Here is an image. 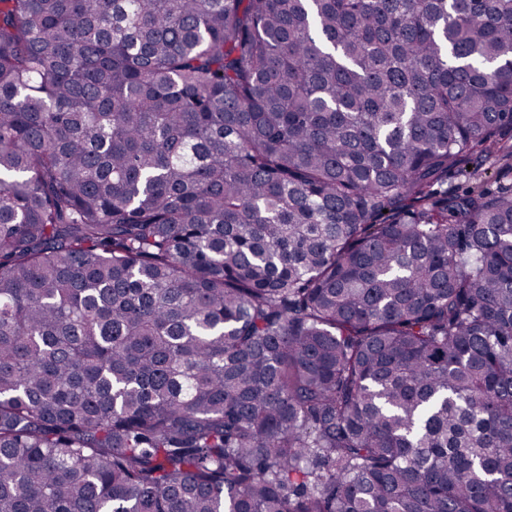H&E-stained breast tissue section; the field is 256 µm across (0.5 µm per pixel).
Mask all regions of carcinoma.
<instances>
[{
  "instance_id": "carcinoma-1",
  "label": "carcinoma",
  "mask_w": 512,
  "mask_h": 512,
  "mask_svg": "<svg viewBox=\"0 0 512 512\" xmlns=\"http://www.w3.org/2000/svg\"><path fill=\"white\" fill-rule=\"evenodd\" d=\"M512 0H0V512H512Z\"/></svg>"
}]
</instances>
